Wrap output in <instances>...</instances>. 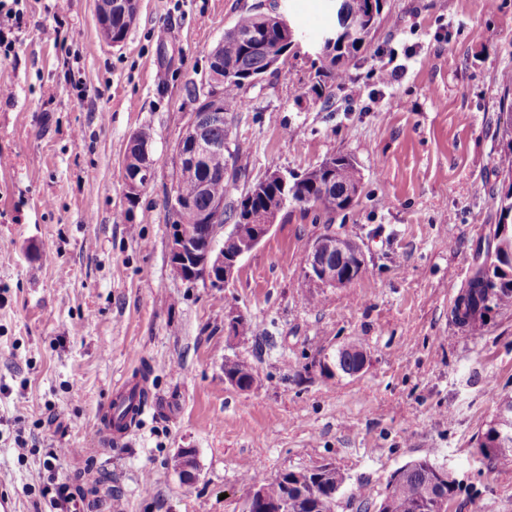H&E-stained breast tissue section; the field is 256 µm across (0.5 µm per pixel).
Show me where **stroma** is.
Segmentation results:
<instances>
[{
    "instance_id": "stroma-1",
    "label": "stroma",
    "mask_w": 512,
    "mask_h": 512,
    "mask_svg": "<svg viewBox=\"0 0 512 512\" xmlns=\"http://www.w3.org/2000/svg\"><path fill=\"white\" fill-rule=\"evenodd\" d=\"M272 2L140 0L113 47L96 0H69L61 15L53 0H26L20 41L0 59L13 93L0 99V495L16 512H54L64 494L80 512H110L116 498L125 512H242L244 478L327 462L375 502L426 455L458 484L450 512H512V467L477 447L512 396V307L474 331L450 320L508 188L495 166L512 0H383L330 101L310 93L317 65L305 55L244 90L247 110L228 118L248 149L241 186L345 155L361 189L333 215L282 210L219 292L170 266L174 147L212 48ZM283 2L303 44L307 21L336 23V0ZM379 69L395 72L391 85L376 83ZM141 129L155 178L131 204L122 162ZM329 231L365 253L344 288L304 276L306 249ZM351 343L365 370L327 375L324 358ZM233 356L254 367L252 389L225 385ZM144 364L150 406L103 445L110 398ZM183 448L197 451L189 485L175 468Z\"/></svg>"
}]
</instances>
